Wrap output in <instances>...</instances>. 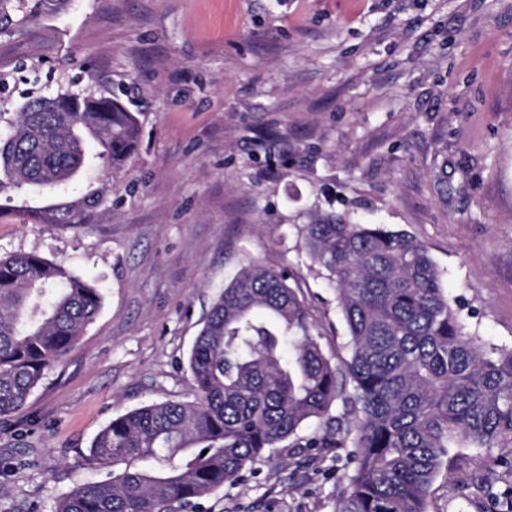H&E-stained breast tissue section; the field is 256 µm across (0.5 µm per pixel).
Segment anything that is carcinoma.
<instances>
[{
    "instance_id": "obj_1",
    "label": "carcinoma",
    "mask_w": 512,
    "mask_h": 512,
    "mask_svg": "<svg viewBox=\"0 0 512 512\" xmlns=\"http://www.w3.org/2000/svg\"><path fill=\"white\" fill-rule=\"evenodd\" d=\"M0 32L58 13L67 0H35ZM0 137V194L36 190L53 203L32 210L48 224H80L105 195L62 193L97 158L118 169L135 152L137 115L110 96L27 100ZM311 261L327 272L345 319L358 435L354 469L334 512H428L448 448L512 439V352L496 357L458 319L427 249L405 232L327 215L305 225ZM97 282L37 252L0 255V415L20 410L103 303ZM291 347L289 354L282 347ZM195 398L152 403L112 419L90 456L112 474L76 486L54 512H174L241 481L271 448L310 420L320 439L345 438L328 417L343 394L342 368L282 270L242 267L212 303L188 358Z\"/></svg>"
}]
</instances>
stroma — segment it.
<instances>
[{
  "mask_svg": "<svg viewBox=\"0 0 512 512\" xmlns=\"http://www.w3.org/2000/svg\"><path fill=\"white\" fill-rule=\"evenodd\" d=\"M118 95L140 120L117 171L89 142L75 183L106 185L84 223L0 197V253L99 281L103 305L20 411L0 417V512H54L111 473L89 457L115 417L193 400L188 356L240 266L287 270L333 363L350 358L336 292L303 227L336 213L426 247L486 350L512 351V0H70L0 33V133L30 96ZM429 512H490L512 443L449 449ZM350 448L265 454L176 512H333Z\"/></svg>",
  "mask_w": 512,
  "mask_h": 512,
  "instance_id": "obj_1",
  "label": "stroma"
}]
</instances>
